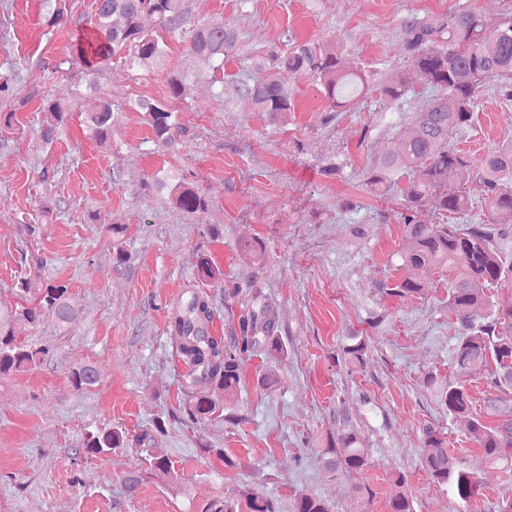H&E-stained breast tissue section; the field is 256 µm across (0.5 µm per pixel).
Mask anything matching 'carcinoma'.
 Segmentation results:
<instances>
[{
	"mask_svg": "<svg viewBox=\"0 0 512 512\" xmlns=\"http://www.w3.org/2000/svg\"><path fill=\"white\" fill-rule=\"evenodd\" d=\"M184 0H95V39L79 53L80 64L90 72L118 51L126 52L130 64L147 68L165 54V44L143 26L150 17L170 34L188 42V51L199 63L214 71L224 68V59L233 56L237 37L224 23L210 20L187 25ZM405 34L407 65L425 86L433 90L426 105L413 114L414 133L396 154L376 159L366 185L369 193L384 198L396 191L404 200L396 220L403 228L405 247L397 254L399 269L405 275L378 284L387 297H423L430 291L433 274H448V310L459 324L453 354V375L434 373L423 379L444 413L469 418L468 439L484 451L492 464L512 476V306L487 310L488 293L512 286V257L495 244L512 230V138L474 166L460 151L448 146V128L471 125L477 99L490 80L501 81L502 96L512 100V13L498 27L489 29L483 16L469 8L441 16L410 13L401 22ZM273 72L236 88L249 98L257 112L274 123L288 121L294 106L280 73L307 75L316 82L326 111L340 112L356 105L370 86L377 70L343 65V49L332 44L304 42L285 54L270 58ZM385 104L403 99L411 84L407 76L390 75L379 82ZM73 104L45 101L41 105V138L51 144L66 127ZM142 122L159 144L171 146L178 134L175 112L168 103L140 99L134 104ZM115 120L110 99L99 100L92 112L85 113L84 125L101 146H109ZM409 180L400 184L403 175ZM479 177L486 187L484 197L488 220L483 224L449 221L466 215L472 201L463 186ZM154 186L167 191L168 202L182 213L204 214L208 199L191 173L177 176L158 171ZM198 279L207 284H224V270L209 254L199 255ZM20 292L34 298L6 312L0 310V376L31 371L50 357V347L15 335L14 325H37L44 315L54 317L59 328L71 324L77 312L69 302V290L58 282L31 288L21 282ZM214 307L211 297L194 292L170 317L169 327L177 338L175 354L189 366L183 381L185 401L182 415L174 419L197 424L223 415L224 406L207 390L218 388L228 401L241 381V361L256 356L265 361L258 384L265 389L277 381L276 364L287 355L280 338L276 309L254 290L237 320V333L226 340L212 332ZM368 350L366 338L349 336L339 346L342 358L361 364ZM80 390L97 381L93 367L85 366L70 375ZM481 380L486 385L481 412L474 411L466 382ZM497 419L489 425L484 416ZM338 452L325 451V467L331 473H359L368 465V450L349 412L336 416ZM164 426L156 422L131 435L123 428L104 426L88 431L76 457L109 456L116 451L133 450L141 468L125 478L128 491L144 482L157 480L172 491L187 493V478L168 456L158 451ZM425 452L421 467L429 479L446 490L458 504L456 512H474L479 485L461 458L448 450L444 434L423 428ZM407 482L399 474L392 479V512H413ZM246 512H277L266 495H248ZM200 512H239V505L218 494ZM293 512H331L329 504L311 494L299 496Z\"/></svg>",
	"mask_w": 512,
	"mask_h": 512,
	"instance_id": "carcinoma-1",
	"label": "carcinoma"
}]
</instances>
